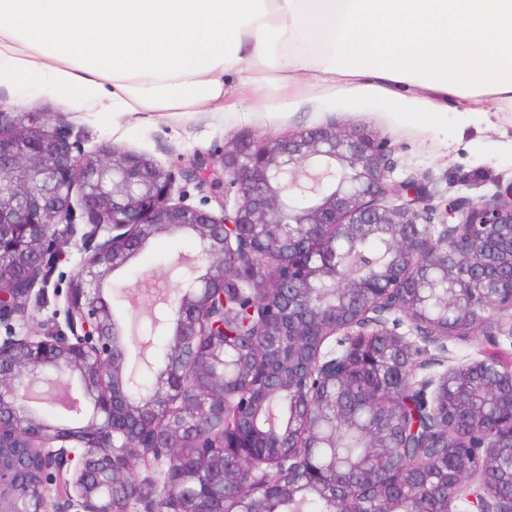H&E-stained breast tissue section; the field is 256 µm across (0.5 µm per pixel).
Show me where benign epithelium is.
<instances>
[{"label":"benign epithelium","instance_id":"1","mask_svg":"<svg viewBox=\"0 0 512 512\" xmlns=\"http://www.w3.org/2000/svg\"><path fill=\"white\" fill-rule=\"evenodd\" d=\"M390 153V143L367 129L333 122L262 143L228 141L219 162L238 203L217 215L173 199L181 181L204 185L208 157L178 156L163 167L109 146L88 154L59 117L0 109V448L16 449L10 459L0 458V512H224L227 453L254 447L224 424L213 428L214 419L240 414L232 384L261 374L276 392L297 394L309 413L355 371L348 351L327 350V341L341 337L349 348L365 336L399 352L392 367L402 384L380 389L394 428L372 444L390 449L397 480L431 468V459H402L393 441L412 434L420 447L435 448L442 435L447 447L464 449L473 461L465 476L448 460L455 492H464L477 512H512V501L499 500L487 476L502 440L512 443V400L508 417L470 412L465 439L449 434L458 400L450 384L495 401L489 374L512 379V364L491 354L436 380H414L428 367L417 362L422 348L433 350L429 360L440 365L451 338L477 331L495 349L499 337L512 336V182L476 200L430 192L428 173L391 186ZM390 194L395 201L384 202ZM441 208L444 221L435 224ZM79 219L88 232L80 237L84 256L66 288L64 319L53 315L33 333L25 321L42 311L48 296L44 263L61 261L60 240ZM384 224L391 229L392 260L374 279L344 260L326 273L324 256ZM178 233L197 239L199 255L168 305L173 331L165 365L153 391L134 397L124 357L116 354V322L104 288L150 240ZM226 253L241 258L239 267L263 273L253 294L268 304L265 339L257 345L264 363L282 359L280 337H315L309 355L297 360L301 378L269 374L246 354L232 362L233 376L224 374L225 352L240 343L227 322L240 281L224 269ZM325 277L343 296L337 304L313 286ZM441 280L452 285L440 296L454 314L449 321L426 313L423 292ZM272 290L288 293V301L267 303ZM404 324L408 332L401 333ZM52 376L74 383L78 403L64 417L78 418L79 426L51 423L31 408V392ZM321 438L307 433L298 441L289 434L282 450L251 456L255 464L235 476L241 495L251 497L271 479L273 462L288 472L281 490L297 492ZM185 448L197 452L186 460ZM24 472L34 473V481H24ZM129 480L135 493L118 511L113 499ZM342 512L420 508L411 495L402 503L381 496L367 509L357 493Z\"/></svg>","mask_w":512,"mask_h":512}]
</instances>
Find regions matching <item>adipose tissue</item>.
I'll return each instance as SVG.
<instances>
[{
    "instance_id": "adipose-tissue-1",
    "label": "adipose tissue",
    "mask_w": 512,
    "mask_h": 512,
    "mask_svg": "<svg viewBox=\"0 0 512 512\" xmlns=\"http://www.w3.org/2000/svg\"><path fill=\"white\" fill-rule=\"evenodd\" d=\"M0 88L131 116L270 91L512 110V0H0Z\"/></svg>"
}]
</instances>
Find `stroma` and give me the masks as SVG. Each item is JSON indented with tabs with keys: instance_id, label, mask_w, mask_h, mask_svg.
Listing matches in <instances>:
<instances>
[{
	"instance_id": "1",
	"label": "stroma",
	"mask_w": 512,
	"mask_h": 512,
	"mask_svg": "<svg viewBox=\"0 0 512 512\" xmlns=\"http://www.w3.org/2000/svg\"><path fill=\"white\" fill-rule=\"evenodd\" d=\"M25 109L62 114L73 133L80 135L85 152L110 144L147 155L162 166L181 154L218 158L225 142L236 137L259 141L337 122L366 128L389 140V183L428 173L436 189L474 199L494 193L498 184L512 182V112L494 107L484 113L452 112L436 121L425 113L403 112L369 96L339 92L294 107L268 110L247 102L236 112H195L176 118L156 112L136 118L111 112L78 113L71 111L65 98L49 94L33 96ZM475 173L485 177L477 188L466 181ZM197 251L196 239L187 234L153 239L113 273L104 290L123 334L126 367L136 379L161 365L146 344L150 309L137 290L148 277L160 288H175L182 278L181 268L175 265L177 258L195 256Z\"/></svg>"
}]
</instances>
